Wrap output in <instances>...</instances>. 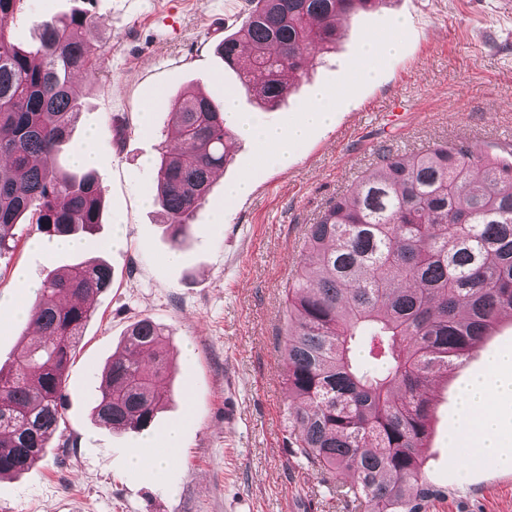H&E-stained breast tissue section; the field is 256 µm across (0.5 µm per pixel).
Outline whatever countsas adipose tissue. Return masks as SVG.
Returning a JSON list of instances; mask_svg holds the SVG:
<instances>
[{"label": "adipose tissue", "instance_id": "ef3b65f1", "mask_svg": "<svg viewBox=\"0 0 512 512\" xmlns=\"http://www.w3.org/2000/svg\"><path fill=\"white\" fill-rule=\"evenodd\" d=\"M334 94L327 89L312 93L311 103L288 129L271 128L259 121L240 123L241 134L254 141L260 151H277L287 158V145L304 139L309 127L329 124L334 112ZM461 411L470 425L469 446L475 455L494 459L512 469V454L502 449L501 436L512 428V354H504L488 366L486 374L467 384L461 395Z\"/></svg>", "mask_w": 512, "mask_h": 512}]
</instances>
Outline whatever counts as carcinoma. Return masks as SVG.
<instances>
[{
	"label": "carcinoma",
	"mask_w": 512,
	"mask_h": 512,
	"mask_svg": "<svg viewBox=\"0 0 512 512\" xmlns=\"http://www.w3.org/2000/svg\"><path fill=\"white\" fill-rule=\"evenodd\" d=\"M385 0H250L248 21L219 53L249 63L242 84L276 107L338 24ZM27 0H0V254L21 217L48 237L101 223L104 193L91 171L59 168L82 105L74 78L93 79L98 48L82 37L89 9L35 21L37 41L12 39ZM177 146L154 177L171 247L209 201L212 174L233 161L224 112L188 90L170 104ZM112 285L104 261L50 276L29 305L41 339L0 366V479L43 456L62 417L65 372L91 317L87 297ZM282 376L293 405L289 447L321 471H345L336 496L361 512H429L448 488L426 474L431 383L467 363L503 316L512 317V161L471 146L382 151L355 188L308 226L285 290ZM166 335L132 323L103 371L93 414L111 429L150 428L169 374Z\"/></svg>",
	"instance_id": "1"
}]
</instances>
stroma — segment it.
Segmentation results:
<instances>
[{"label":"stroma","mask_w":512,"mask_h":512,"mask_svg":"<svg viewBox=\"0 0 512 512\" xmlns=\"http://www.w3.org/2000/svg\"><path fill=\"white\" fill-rule=\"evenodd\" d=\"M77 0H31L11 26L21 43L35 38L34 16L54 17ZM247 0H97L86 36L100 47L97 78L76 79L82 113L59 165L96 125L102 156L93 169L104 189L102 222L84 249L36 252L42 234L15 228L17 246L0 255V365L34 333L13 325L21 279L43 281L77 260L105 259L112 286L96 295L92 315L67 369L60 426L44 458L0 481V512H353L334 486L348 473H325L290 456L289 400L282 382L285 290L303 252L304 233L336 195L376 162L380 149L409 152L435 142L512 153V11L502 0H385L351 17L321 63L302 74L281 104L261 108L236 69L217 53L247 18ZM404 21L396 50H379L376 74L361 71L368 37L389 36ZM315 86L335 95L331 125L292 146L281 165L238 139L233 162L213 182L196 214L179 263L159 205L143 206L153 168L169 138L168 101L196 87L215 102L238 96L241 115L269 125L297 119ZM164 102L143 125L145 99ZM251 175L252 192L224 204V186ZM150 318L170 336L173 367L161 388L170 399L153 434L177 428L182 446L163 467L132 469L143 434L94 422L99 377L127 327ZM512 351L503 320L463 367L434 381L437 401L425 450L427 474L448 487L431 512H512V472L469 462L458 433V391L483 372L488 356Z\"/></svg>","instance_id":"35a3bbf8"}]
</instances>
